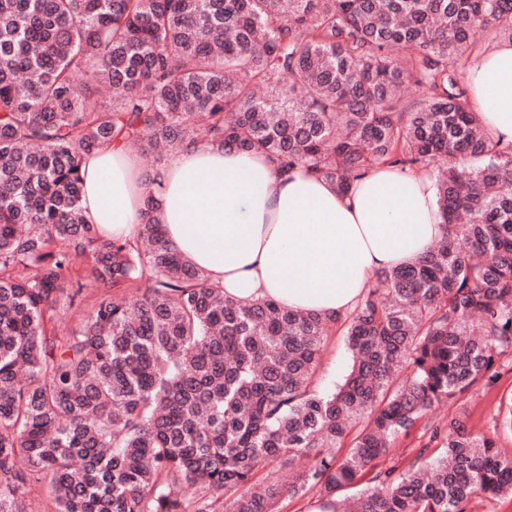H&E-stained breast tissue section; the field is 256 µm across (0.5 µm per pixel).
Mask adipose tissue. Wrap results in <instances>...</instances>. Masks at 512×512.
Wrapping results in <instances>:
<instances>
[{
  "label": "adipose tissue",
  "mask_w": 512,
  "mask_h": 512,
  "mask_svg": "<svg viewBox=\"0 0 512 512\" xmlns=\"http://www.w3.org/2000/svg\"><path fill=\"white\" fill-rule=\"evenodd\" d=\"M470 104L512 142V41L467 61ZM81 205L107 238L136 239L152 200L172 246L226 295L276 298L322 316L355 309L374 275L416 261L441 238L426 172L379 167L338 191L298 170L280 175L260 154L200 143L173 152L157 183L130 150L103 145L81 168Z\"/></svg>",
  "instance_id": "obj_1"
}]
</instances>
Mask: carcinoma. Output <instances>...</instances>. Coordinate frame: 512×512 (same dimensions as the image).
I'll return each mask as SVG.
<instances>
[{"instance_id": "1", "label": "carcinoma", "mask_w": 512, "mask_h": 512, "mask_svg": "<svg viewBox=\"0 0 512 512\" xmlns=\"http://www.w3.org/2000/svg\"><path fill=\"white\" fill-rule=\"evenodd\" d=\"M500 37L512 0H0V512H28L34 484L56 512H280L311 494L321 512H467L512 495L495 440L512 404L489 433L428 423L512 356V143L458 67ZM111 142L233 147L341 192L380 166L426 171L445 233L343 316L234 299L151 201L134 240L86 223L81 161ZM90 286L112 296L85 310ZM336 333L353 364L322 393ZM421 423L408 467L375 464ZM283 465L288 487L257 480Z\"/></svg>"}]
</instances>
